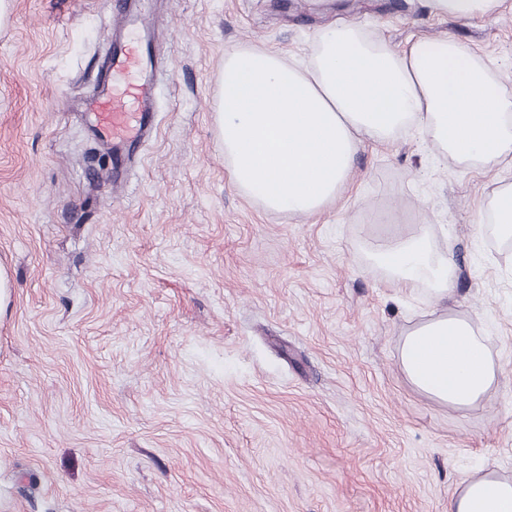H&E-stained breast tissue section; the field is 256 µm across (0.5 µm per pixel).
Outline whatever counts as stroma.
I'll return each instance as SVG.
<instances>
[{
  "mask_svg": "<svg viewBox=\"0 0 512 512\" xmlns=\"http://www.w3.org/2000/svg\"><path fill=\"white\" fill-rule=\"evenodd\" d=\"M157 127L121 173L81 112L108 0H13L0 29V512H448L466 475L512 481V240L478 226L512 161L452 159L423 127L364 142L314 216L231 181L224 54L310 67L327 28L398 52L447 38L512 90V0H140ZM424 225L500 382L461 410L418 393L403 337L435 300L368 254ZM497 2L498 0H430V7L438 14L469 19L477 14L490 12Z\"/></svg>",
  "mask_w": 512,
  "mask_h": 512,
  "instance_id": "stroma-1",
  "label": "stroma"
}]
</instances>
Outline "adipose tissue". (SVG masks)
I'll list each match as a JSON object with an SVG mask.
<instances>
[{"label": "adipose tissue", "mask_w": 512, "mask_h": 512, "mask_svg": "<svg viewBox=\"0 0 512 512\" xmlns=\"http://www.w3.org/2000/svg\"><path fill=\"white\" fill-rule=\"evenodd\" d=\"M217 86L230 176L274 211L322 212L349 183L364 141L413 124L457 161L512 157V92L491 86L469 48L451 39L392 53L367 45L351 26H335L323 33L312 67L236 50L225 54ZM372 259L393 280L426 285L447 303L454 266L424 231L395 237ZM400 363L416 391L453 409L481 402L498 377L473 323L447 312L404 336ZM448 512H512V482L491 472L462 478Z\"/></svg>", "instance_id": "obj_1"}]
</instances>
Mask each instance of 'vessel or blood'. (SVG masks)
<instances>
[{
    "label": "vessel or blood",
    "instance_id": "vessel-or-blood-1",
    "mask_svg": "<svg viewBox=\"0 0 512 512\" xmlns=\"http://www.w3.org/2000/svg\"><path fill=\"white\" fill-rule=\"evenodd\" d=\"M141 41L113 39L96 92L86 106L95 129L112 140L115 169L137 155L154 128V80Z\"/></svg>",
    "mask_w": 512,
    "mask_h": 512
}]
</instances>
